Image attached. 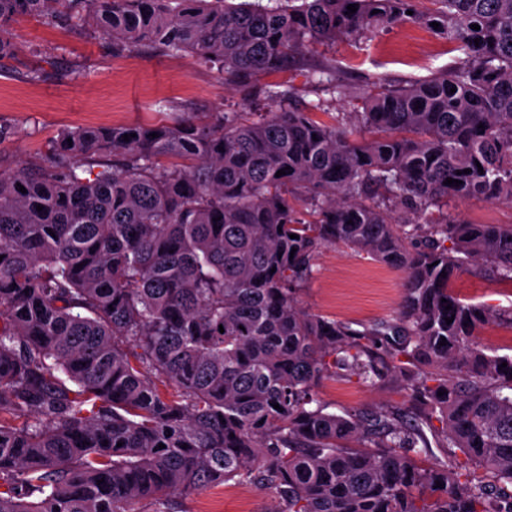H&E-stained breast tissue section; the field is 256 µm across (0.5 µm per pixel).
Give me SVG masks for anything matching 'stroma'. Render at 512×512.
Wrapping results in <instances>:
<instances>
[{"instance_id":"1","label":"stroma","mask_w":512,"mask_h":512,"mask_svg":"<svg viewBox=\"0 0 512 512\" xmlns=\"http://www.w3.org/2000/svg\"><path fill=\"white\" fill-rule=\"evenodd\" d=\"M12 33L15 53L0 60V123L9 129L0 137V158L14 168L38 161L66 127L155 123L171 120L177 110L200 121L214 112L253 111L255 96L284 77L300 104L318 101L324 93L307 77L318 64L335 67L346 86V96L329 103L336 113L353 111L373 83L408 85L457 58L427 28L402 25L332 45H308L298 56V70L284 77L261 74L244 88L189 54L164 56L147 47L113 54L110 41L90 29L79 33L25 16L13 22ZM32 71L40 73L39 81L29 80ZM448 213L472 224H512L509 202L454 200ZM403 282L400 270L329 246L317 254L298 299L311 313L369 324L397 310ZM451 286L467 302L512 308L511 282L464 273ZM317 394L339 414L408 403L402 383L391 377L373 387L328 377ZM274 500L272 490L232 480L179 497L181 512H270Z\"/></svg>"}]
</instances>
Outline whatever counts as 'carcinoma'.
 <instances>
[{
  "label": "carcinoma",
  "instance_id": "obj_1",
  "mask_svg": "<svg viewBox=\"0 0 512 512\" xmlns=\"http://www.w3.org/2000/svg\"><path fill=\"white\" fill-rule=\"evenodd\" d=\"M419 2L0 0V57L21 15L240 85L403 24L461 54L331 123L279 82L269 115L66 128L33 169L0 159V512H174L234 478L275 489L271 512H512V356L477 341L512 309L450 288L473 268L512 282V225L448 216L450 199L512 202V0ZM308 78L345 95L333 67ZM336 245L404 272L394 315L300 306ZM396 374L407 407L337 414L315 392Z\"/></svg>",
  "mask_w": 512,
  "mask_h": 512
}]
</instances>
